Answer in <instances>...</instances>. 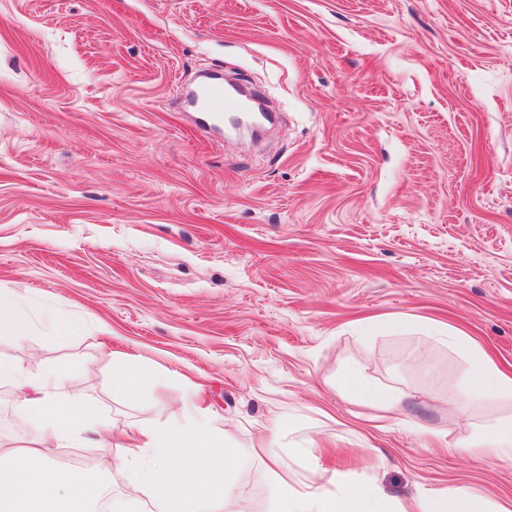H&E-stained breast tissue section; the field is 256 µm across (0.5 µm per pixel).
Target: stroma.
<instances>
[{"instance_id":"stroma-1","label":"stroma","mask_w":512,"mask_h":512,"mask_svg":"<svg viewBox=\"0 0 512 512\" xmlns=\"http://www.w3.org/2000/svg\"><path fill=\"white\" fill-rule=\"evenodd\" d=\"M216 73L277 122L201 130ZM0 288L35 323L0 358L69 364L113 431L191 396L257 447L224 512H270L276 420L336 486L512 512V462L458 447L512 396L454 413L469 362L434 339L512 371V0H0ZM51 314L82 327L46 341ZM115 353L159 371L144 401L112 395ZM365 361L398 408L338 387ZM419 512H488L470 494L461 489H444L425 498Z\"/></svg>"}]
</instances>
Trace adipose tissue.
<instances>
[{
    "label": "adipose tissue",
    "mask_w": 512,
    "mask_h": 512,
    "mask_svg": "<svg viewBox=\"0 0 512 512\" xmlns=\"http://www.w3.org/2000/svg\"><path fill=\"white\" fill-rule=\"evenodd\" d=\"M29 333L25 293L1 288L0 340L20 342ZM441 341L464 347L468 353L470 371L454 401L458 410L512 395V375L503 372L464 331L448 329ZM369 371L366 363L349 365L337 383L364 406L392 410L398 394L376 384ZM157 379L153 366L113 355V394L140 401ZM2 381L12 386L33 430L23 445H0V512H94L103 494L100 480L59 466L51 454L55 448L103 452L105 473L137 494L136 499L116 501V512H224L225 502L235 495L227 473L254 454L250 447H225L223 433L197 409L189 411L186 422L136 427L129 437H115L104 426L98 407L73 390L64 364L47 365L32 375L21 364L0 359ZM462 448L511 462L512 419L464 441ZM294 457L306 465L309 477L300 488L275 475V512H396L391 498L374 482L358 480L333 490L328 466L310 446L296 448Z\"/></svg>",
    "instance_id": "ef3b65f1"
}]
</instances>
